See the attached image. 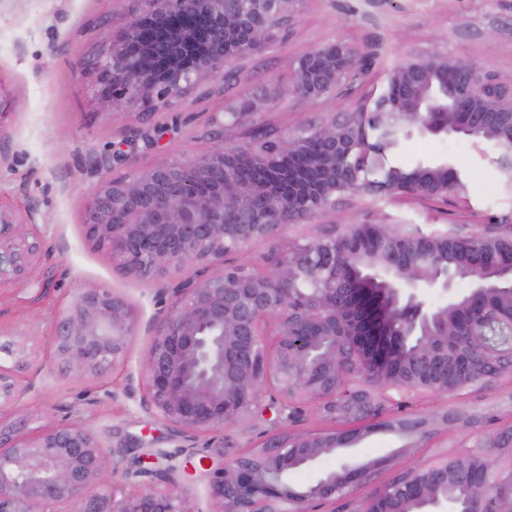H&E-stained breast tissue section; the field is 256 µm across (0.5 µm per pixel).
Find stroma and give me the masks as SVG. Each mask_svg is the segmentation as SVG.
Here are the masks:
<instances>
[{
    "instance_id": "1",
    "label": "stroma",
    "mask_w": 512,
    "mask_h": 512,
    "mask_svg": "<svg viewBox=\"0 0 512 512\" xmlns=\"http://www.w3.org/2000/svg\"><path fill=\"white\" fill-rule=\"evenodd\" d=\"M137 7L136 0H0V208L25 216L50 250L24 283L0 287V343L27 337L32 356L19 377L27 391L0 405V421L29 412L28 436L77 423L127 448L129 460L150 458L159 468L198 463L215 447L229 462L284 427L355 429V422L326 419L304 404L286 418L279 401L269 399L239 425L192 438L146 412L140 365L151 341L148 325L166 304L155 285L119 273L104 251L89 244L84 207L106 178L133 175L162 154L183 157L203 149L210 114L229 105L258 104L257 127L292 133L349 111L353 99L379 94L394 66L435 46L510 79L512 36L503 27L512 22V0H298L289 23L242 60L232 80L209 83L145 116L134 106L105 105L96 80L101 33L119 32ZM341 39L372 54L352 98L296 103L279 95L302 54ZM493 156L490 144L477 148L463 137L402 138L387 153V164L412 169L450 161L471 182L467 202L379 195L288 225L283 238L310 240L332 224H405L426 235L486 232L491 223L512 219V190L502 186ZM82 288L121 295L141 326L125 361L102 378H63L55 364L56 316ZM390 398L389 416L442 408L453 420L357 486L356 495H370L416 464L460 455L477 435L512 425V374L445 395L414 390Z\"/></svg>"
}]
</instances>
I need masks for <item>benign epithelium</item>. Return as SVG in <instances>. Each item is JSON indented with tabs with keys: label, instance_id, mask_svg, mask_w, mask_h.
I'll return each mask as SVG.
<instances>
[{
	"label": "benign epithelium",
	"instance_id": "7a95c632",
	"mask_svg": "<svg viewBox=\"0 0 512 512\" xmlns=\"http://www.w3.org/2000/svg\"><path fill=\"white\" fill-rule=\"evenodd\" d=\"M297 0H258V11L281 17ZM236 0H141L118 36L101 34L97 81L109 104H167L205 81L229 79L235 62L265 46L276 24L259 25L234 8ZM371 64L360 46L340 42L304 53L282 95L308 102L348 91ZM407 117V133L459 136L500 123L512 126V79L483 65L434 49L411 56L388 75L384 90L356 108L302 135H278L271 151L213 136L205 150L161 158L132 177L107 178L84 210L87 238L104 248L113 266L158 286L170 298L166 313L149 326L152 341L143 363L146 409L179 432L209 433L239 424L276 385L288 408L312 401L324 417L380 416L383 393L418 389L406 379L384 378L414 337L426 348H448V327L429 330L436 310L425 297L440 291L453 302L455 279L410 271L387 276L394 298L387 309L374 292L351 289L359 329L336 315V289L325 287L331 262L310 244H279L290 224L301 223L353 198L387 189L360 180L350 159L361 118ZM462 123L448 127V114ZM457 173L442 162L421 166L398 192L442 201L459 198ZM272 244L269 271L257 274L225 256L253 243ZM48 254L42 240H28L27 223L0 209V285L21 282ZM212 267L220 268L207 274ZM491 285L476 276L472 310L489 305ZM139 324L127 301L106 288L78 291L56 319L58 371L104 376L126 356ZM11 366L0 364V400L28 391L18 375L30 367L25 337L0 347ZM20 413L0 422V512H55L76 502L78 512H188L175 492V467L123 466L125 448L106 445L92 431L70 423L35 437L22 429ZM394 462L426 439L429 428L448 423V412L409 420ZM339 464L321 470L305 492L289 482L292 472L325 456ZM336 452V432H279L227 464L210 467V512H320L336 500L348 512H370L389 491L354 498L355 488L380 467ZM418 479L415 497L439 500L436 489L467 475L455 459L405 470ZM121 477L137 484L116 511L104 488ZM493 495L512 500V474L473 494L470 512H488Z\"/></svg>",
	"mask_w": 512,
	"mask_h": 512
}]
</instances>
